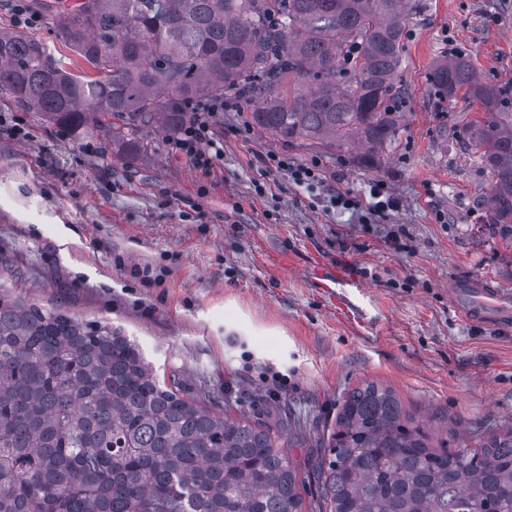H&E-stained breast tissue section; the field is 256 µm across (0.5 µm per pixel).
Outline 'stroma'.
<instances>
[{
	"label": "stroma",
	"instance_id": "obj_1",
	"mask_svg": "<svg viewBox=\"0 0 512 512\" xmlns=\"http://www.w3.org/2000/svg\"><path fill=\"white\" fill-rule=\"evenodd\" d=\"M405 23L395 144L371 167L282 143L252 105L224 110V155L208 173L154 124L121 157L101 132L78 135L0 94V261L17 291L47 308L121 327L160 376L205 390L214 412L296 429L299 471L346 395L392 390L435 439L476 445L512 426V325L463 319L454 278L512 290V248L477 220L490 178L461 145L465 95L431 82L468 58L512 101V0H417ZM318 165L330 188L364 198L380 182L385 216L325 210L267 154ZM264 184V195L254 191Z\"/></svg>",
	"mask_w": 512,
	"mask_h": 512
}]
</instances>
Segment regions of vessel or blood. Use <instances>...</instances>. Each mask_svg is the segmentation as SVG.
<instances>
[{"mask_svg": "<svg viewBox=\"0 0 512 512\" xmlns=\"http://www.w3.org/2000/svg\"><path fill=\"white\" fill-rule=\"evenodd\" d=\"M451 297L471 320L492 324L512 323V292L479 279L463 281Z\"/></svg>", "mask_w": 512, "mask_h": 512, "instance_id": "vessel-or-blood-1", "label": "vessel or blood"}]
</instances>
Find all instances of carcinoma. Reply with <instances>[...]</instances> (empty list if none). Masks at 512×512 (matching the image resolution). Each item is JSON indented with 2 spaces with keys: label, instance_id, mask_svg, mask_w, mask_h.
I'll list each match as a JSON object with an SVG mask.
<instances>
[{
  "label": "carcinoma",
  "instance_id": "cac0c4a2",
  "mask_svg": "<svg viewBox=\"0 0 512 512\" xmlns=\"http://www.w3.org/2000/svg\"><path fill=\"white\" fill-rule=\"evenodd\" d=\"M61 18L65 46L93 69L75 75L55 50L0 32V94L80 132L114 119L112 139L178 129L196 101L253 105L263 133L334 155L358 137L374 164L400 127L387 101L416 0H31ZM351 62L350 73L340 62ZM315 87L291 96L292 77ZM433 83L483 108L465 147L491 177L479 220L512 247V112L462 57ZM176 372L159 379L139 345L109 323L28 302L0 276V512H512V426L476 448L436 444L391 390L347 393L316 505H304L288 427L213 412Z\"/></svg>",
  "mask_w": 512,
  "mask_h": 512
}]
</instances>
